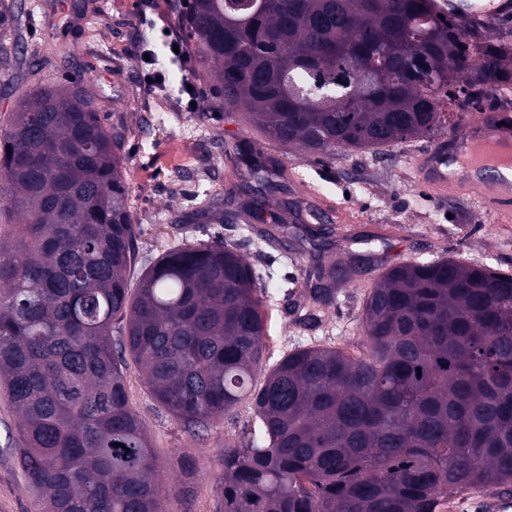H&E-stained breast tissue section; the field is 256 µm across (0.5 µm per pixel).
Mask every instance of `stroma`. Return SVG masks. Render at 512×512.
<instances>
[{
	"instance_id": "1",
	"label": "stroma",
	"mask_w": 512,
	"mask_h": 512,
	"mask_svg": "<svg viewBox=\"0 0 512 512\" xmlns=\"http://www.w3.org/2000/svg\"><path fill=\"white\" fill-rule=\"evenodd\" d=\"M179 3L155 0L147 10L141 0H13L19 64L0 74V123L34 71L61 83L79 80L95 95L104 125L124 134L137 246L127 272L130 286H137L162 253L184 243L220 238L237 249L266 291L267 350L254 387H261L267 370L298 347L331 344L364 352L360 325L373 267L386 268L414 255L512 269V227L491 223L476 201L437 200L414 185L410 159L429 147L432 137L387 147L379 155L340 150L331 159L303 157L251 128L241 111L225 107L212 85L199 83L198 95L188 98L182 80L197 76L198 62ZM169 36L183 43L185 70L171 62L165 45ZM151 69L165 73V92L147 85ZM243 135L251 140L252 158H272L293 168L299 184L289 185L280 172L270 185H289L297 209L305 207L300 194L309 183L320 199L344 203L363 214V222L331 224L318 249L300 226L276 248L247 225L229 220L230 212L252 198L249 190L227 185L241 158L225 146ZM319 261L357 262L365 269L358 279L337 284L336 304L321 324L306 315ZM124 379L129 404L157 456L165 512H217L224 447L237 443L244 427L252 425L249 404H239L193 438L154 400L134 360H127ZM17 423L16 412L0 396V512H40L9 449ZM185 461L194 471L186 495L180 492Z\"/></svg>"
}]
</instances>
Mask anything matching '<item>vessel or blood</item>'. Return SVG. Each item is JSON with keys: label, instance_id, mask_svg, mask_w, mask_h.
<instances>
[{"label": "vessel or blood", "instance_id": "1", "mask_svg": "<svg viewBox=\"0 0 512 512\" xmlns=\"http://www.w3.org/2000/svg\"><path fill=\"white\" fill-rule=\"evenodd\" d=\"M512 127L500 113L480 112L414 159L416 179L439 199L474 197L493 223H512V177L499 175Z\"/></svg>", "mask_w": 512, "mask_h": 512}]
</instances>
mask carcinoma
<instances>
[{
	"instance_id": "cac0c4a2",
	"label": "carcinoma",
	"mask_w": 512,
	"mask_h": 512,
	"mask_svg": "<svg viewBox=\"0 0 512 512\" xmlns=\"http://www.w3.org/2000/svg\"><path fill=\"white\" fill-rule=\"evenodd\" d=\"M431 0H190L200 74L224 105L310 156L377 151L454 129L512 87V42L439 18ZM0 0V64L16 58ZM123 135L77 80L27 87L0 126V393L12 453L42 512H165L149 436L129 406L133 357L157 402L200 435L246 400L255 422L224 448L220 512H437L512 486V271L454 258L381 271L365 351L315 344L253 388L266 351L259 277L222 241L153 262L135 291ZM265 197L235 212L260 238ZM358 270L320 265L333 306ZM121 340L112 341V333Z\"/></svg>"
}]
</instances>
